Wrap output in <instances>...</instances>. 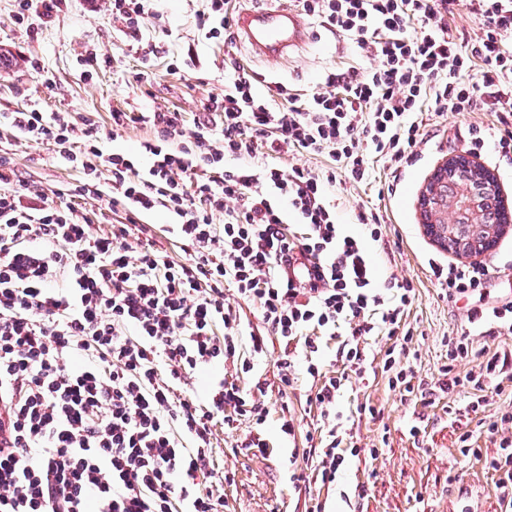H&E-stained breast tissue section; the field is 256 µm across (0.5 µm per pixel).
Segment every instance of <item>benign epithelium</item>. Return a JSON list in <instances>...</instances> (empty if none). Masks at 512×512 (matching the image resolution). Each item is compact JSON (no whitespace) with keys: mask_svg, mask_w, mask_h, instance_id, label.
<instances>
[{"mask_svg":"<svg viewBox=\"0 0 512 512\" xmlns=\"http://www.w3.org/2000/svg\"><path fill=\"white\" fill-rule=\"evenodd\" d=\"M459 169L479 174L483 188L482 196L475 198L469 194L460 205L456 206L440 197V186L448 184V177L454 175ZM488 205L497 207L500 213L505 208L499 196L497 180L490 171L479 166L464 152L454 153L438 165L430 175L418 200L425 233L443 249L448 248V236L459 224L461 215L469 216L470 221L474 222ZM496 241L497 238L490 237L480 244H474L471 248L459 247L457 254L464 258L481 255L490 251Z\"/></svg>","mask_w":512,"mask_h":512,"instance_id":"7a95c632","label":"benign epithelium"}]
</instances>
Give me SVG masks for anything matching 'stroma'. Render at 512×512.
Here are the masks:
<instances>
[{
	"label": "stroma",
	"instance_id": "stroma-1",
	"mask_svg": "<svg viewBox=\"0 0 512 512\" xmlns=\"http://www.w3.org/2000/svg\"><path fill=\"white\" fill-rule=\"evenodd\" d=\"M206 7V0H150L141 30L144 42L155 45L157 52L147 57L113 21L109 0H69L62 11L29 26L14 23V0H0V55L14 62L10 70L0 71V156L10 159L23 179L50 194L75 183L79 172L63 164L53 146L13 134L6 113L35 108L90 115L105 152L133 154L153 132L145 125L113 132L112 111L169 109L190 121L206 98L223 95L225 81L236 72L283 84L304 98L328 74L362 71L371 64L353 41L315 20L310 23L313 43L285 59L254 57L242 42L228 47L202 30L200 16ZM88 50L97 54L96 67L79 60ZM32 57L43 75L29 70ZM143 71L148 80H140ZM418 121L420 139L410 166L397 173L389 162L374 160L369 181L336 185L329 199L337 223L354 233L361 208L383 215V238L371 243V255L381 278L410 282L415 290L404 314L406 326L414 330L406 363L417 379L429 382L448 361L444 338L467 330L466 310L472 302L448 297L433 277L431 262L454 264L459 257L425 235L417 199L434 169L448 155L466 150L469 126L494 137L498 124L494 113L483 107L462 114L426 109ZM479 261L491 270L484 285L490 300L512 301V229ZM282 356V346L271 336L264 354L254 357L253 373H241L230 363L224 366L225 379L247 392H259L267 412L260 426L242 417L214 428L212 467L226 476L216 491L228 512H308L315 497L325 512H460L458 494L466 485L473 490L477 512H500L496 478L486 465L499 443L476 428L480 418L507 410L512 398L490 396L487 406L474 413L466 408L469 388L422 402L390 388L380 368L370 369L366 381L346 383L336 402L348 430L344 445L354 449V456L347 458L335 484L298 486L289 479L288 458L293 449L306 448L309 434L320 425V410L307 400L313 380L306 372H299L294 387L281 383ZM365 404L375 407L376 415L362 414ZM285 415L294 420V436L280 430ZM466 431L473 432L479 450L467 458L458 442ZM257 432L268 442L266 454L244 445ZM359 484L366 488L361 496L355 492Z\"/></svg>",
	"mask_w": 512,
	"mask_h": 512
}]
</instances>
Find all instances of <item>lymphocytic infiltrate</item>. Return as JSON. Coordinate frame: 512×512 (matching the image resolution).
Segmentation results:
<instances>
[{"label":"lymphocytic infiltrate","instance_id":"1","mask_svg":"<svg viewBox=\"0 0 512 512\" xmlns=\"http://www.w3.org/2000/svg\"><path fill=\"white\" fill-rule=\"evenodd\" d=\"M324 28L353 37L375 64L332 74L308 99L278 87L273 107L248 75L232 76L223 96L209 97L186 124L175 111L115 112L112 129H153L148 161L106 154L94 120L65 112L22 109L12 130L53 145L79 171L72 195L107 197L121 221L96 231L91 218L50 203L0 156V411L8 436L0 443V512H224L210 483L215 421L241 417L263 423L266 411L235 383L189 389L210 366L241 358L245 327L224 298L258 304L260 318L284 350L283 385H291L296 351L316 382L308 397L321 410L316 440L304 449L317 461L322 485L345 462L343 418L336 398L349 378L366 373L368 337L400 333L413 289L375 285V268L360 238L343 233L328 201L337 177L362 183L371 157L401 170L413 161L420 125L415 112H495V142L512 152V0H299ZM480 22L455 39L448 18L458 4ZM420 33L408 34L412 21ZM268 158L256 162L258 149ZM327 155L319 173L285 169L269 158ZM162 207L178 217L174 231L186 259L158 248L145 213ZM304 231L288 234L284 210ZM223 223H216V216ZM449 296L481 292V263L433 266ZM337 342L340 375L321 372V337ZM448 364L436 382L414 384L415 373L387 348L382 369L390 386L427 398L468 385L470 411L487 392L512 382V351L482 348L466 377L453 363L468 357L469 336L447 340ZM500 452L488 466L497 476L501 512H512V412L482 420Z\"/></svg>","mask_w":512,"mask_h":512}]
</instances>
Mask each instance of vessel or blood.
<instances>
[{
    "label": "vessel or blood",
    "instance_id": "1",
    "mask_svg": "<svg viewBox=\"0 0 512 512\" xmlns=\"http://www.w3.org/2000/svg\"><path fill=\"white\" fill-rule=\"evenodd\" d=\"M236 28L253 53L265 59L282 58L306 41L304 22L293 8L269 5L242 8L235 16Z\"/></svg>",
    "mask_w": 512,
    "mask_h": 512
}]
</instances>
